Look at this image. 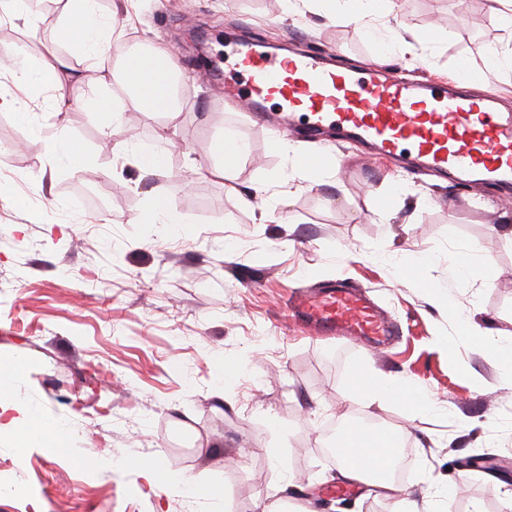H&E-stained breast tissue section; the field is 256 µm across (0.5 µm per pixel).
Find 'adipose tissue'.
<instances>
[{
    "label": "adipose tissue",
    "instance_id": "ef3b65f1",
    "mask_svg": "<svg viewBox=\"0 0 512 512\" xmlns=\"http://www.w3.org/2000/svg\"><path fill=\"white\" fill-rule=\"evenodd\" d=\"M96 0H67L68 8L63 12L58 25L74 55L91 60L98 65L108 61L106 25L95 10ZM168 54L164 50L129 55L127 60L128 102L115 101L107 97H95L85 103L91 116L115 115L126 107L143 112L168 113L176 111L177 103L172 80L167 70ZM68 68L63 58H55L46 64H24L11 68L15 82L38 92L58 88L60 76ZM461 339L484 351L505 371L504 380L512 386V337L495 342L487 341L483 332L471 324H464L459 332ZM355 385L357 394L366 397L368 403L398 402L415 408L423 404V396L399 380L377 375L368 368L359 369ZM12 370L0 369V430L10 431L18 447L25 448L36 440H50L55 445H66L73 437L67 423L51 421L31 404L20 401L13 390Z\"/></svg>",
    "mask_w": 512,
    "mask_h": 512
}]
</instances>
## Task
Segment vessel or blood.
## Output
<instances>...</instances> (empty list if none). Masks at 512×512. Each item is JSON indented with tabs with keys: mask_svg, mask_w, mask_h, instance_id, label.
I'll list each match as a JSON object with an SVG mask.
<instances>
[{
	"mask_svg": "<svg viewBox=\"0 0 512 512\" xmlns=\"http://www.w3.org/2000/svg\"><path fill=\"white\" fill-rule=\"evenodd\" d=\"M228 69L224 84L246 112L288 108L283 135L296 120L311 132L328 126L379 154L466 183L512 185V113L498 110L493 95L405 80L372 64L339 69L313 53L279 56L252 43L238 49ZM290 309L320 335L377 339L392 332L390 320L349 288L300 293Z\"/></svg>",
	"mask_w": 512,
	"mask_h": 512,
	"instance_id": "b4317fda",
	"label": "vessel or blood"
}]
</instances>
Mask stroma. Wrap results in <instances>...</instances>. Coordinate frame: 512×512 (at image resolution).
<instances>
[{
    "label": "stroma",
    "instance_id": "1",
    "mask_svg": "<svg viewBox=\"0 0 512 512\" xmlns=\"http://www.w3.org/2000/svg\"><path fill=\"white\" fill-rule=\"evenodd\" d=\"M62 0L30 23L0 25V45L25 58L67 57L59 91L27 99L32 122L0 112V364L21 362L15 387L46 418L76 430L71 447L19 450L0 434V512H394L393 499L339 481L323 430L355 414L408 450L401 481L422 512H512V387L484 352L461 341L470 322L491 339L512 333V240L500 231L512 195L405 169L331 133L297 138L330 172L300 187L272 129L240 112L215 79L240 35L323 54L344 67L376 63L411 77L477 73L474 94L512 107V71L487 72L489 48L512 37L486 0H396L406 47L383 49L356 23L333 24L310 0H97L110 47L126 40L173 48L183 95L173 115L126 112L110 133L87 99H126L111 70L70 55L55 21ZM68 102L57 111L56 94ZM65 128L87 164L71 171L31 139ZM235 128L249 153L235 192L196 168L218 164L214 144ZM154 142L159 174L133 164ZM268 187L253 194L256 184ZM186 219L181 230L139 218L156 191ZM253 199L244 206L242 197ZM479 244L485 275L461 280L448 258ZM428 253L431 265L414 257ZM361 290L396 323L382 341L314 336L288 310L290 294L329 284ZM239 375L214 387L219 365ZM367 364L428 395L438 408L368 405L350 388ZM280 459H273V452ZM132 456L223 484V499L150 487Z\"/></svg>",
    "mask_w": 512,
    "mask_h": 512
}]
</instances>
